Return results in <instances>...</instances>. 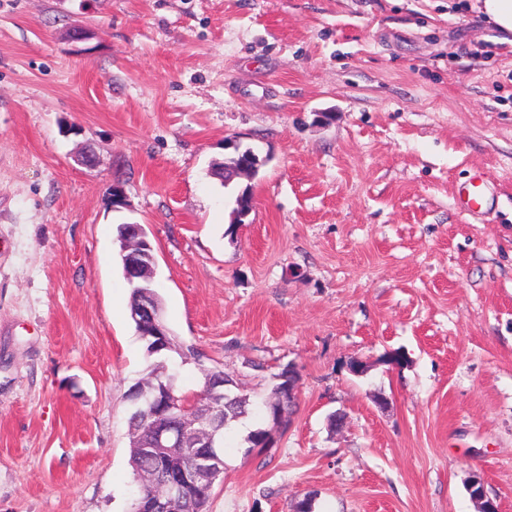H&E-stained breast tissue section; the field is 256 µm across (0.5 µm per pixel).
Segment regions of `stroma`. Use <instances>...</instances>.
I'll use <instances>...</instances> for the list:
<instances>
[{
    "mask_svg": "<svg viewBox=\"0 0 512 512\" xmlns=\"http://www.w3.org/2000/svg\"><path fill=\"white\" fill-rule=\"evenodd\" d=\"M500 37L465 0H0V512H128L127 395L154 359L127 222L182 390L217 364L254 401L300 375L270 452L229 440L209 512H478L475 472L512 512ZM239 147L268 162L227 188L211 168ZM462 206L469 214H476L489 203L488 187L481 176L472 178L459 190ZM127 226L125 229L126 238L124 239V245L127 251H129L128 257V269L126 271V281L129 286H134L135 278L139 275L141 258L150 257L154 262H156L155 257L151 256V254L145 249H152L148 239L147 233L142 224H133L126 223Z\"/></svg>",
    "mask_w": 512,
    "mask_h": 512,
    "instance_id": "1",
    "label": "stroma"
}]
</instances>
